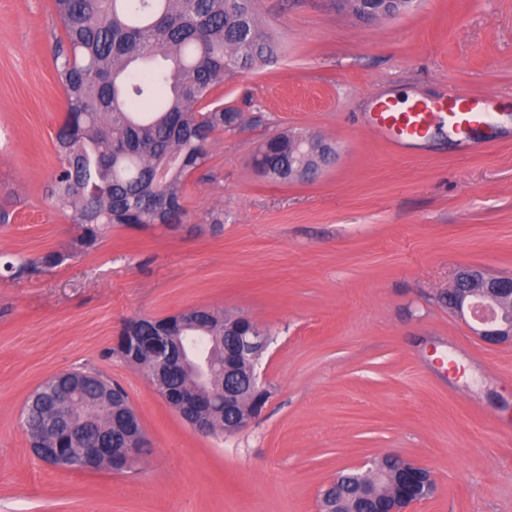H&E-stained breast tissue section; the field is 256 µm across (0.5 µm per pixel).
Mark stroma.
<instances>
[{"label":"stroma","mask_w":512,"mask_h":512,"mask_svg":"<svg viewBox=\"0 0 512 512\" xmlns=\"http://www.w3.org/2000/svg\"><path fill=\"white\" fill-rule=\"evenodd\" d=\"M257 12L281 50L212 93L244 118L208 141L183 223L116 225L82 254L50 192L63 30L53 0H0V255L64 257L0 279V512H318L329 480L386 456L435 476L408 512H512V345L480 341L443 302L466 267L512 276V0H418L373 24L331 0H257ZM452 86L497 98L483 145L441 129L422 144L372 134L383 96ZM282 132L337 155L308 180H268L253 159ZM191 308L271 336L268 398L240 432L193 429L107 354L127 320ZM73 369L125 388L149 442L130 469L34 455L24 403Z\"/></svg>","instance_id":"35a3bbf8"}]
</instances>
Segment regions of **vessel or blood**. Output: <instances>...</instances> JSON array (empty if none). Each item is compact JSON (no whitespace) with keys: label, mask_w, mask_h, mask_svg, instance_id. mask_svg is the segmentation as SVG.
I'll use <instances>...</instances> for the list:
<instances>
[{"label":"vessel or blood","mask_w":512,"mask_h":512,"mask_svg":"<svg viewBox=\"0 0 512 512\" xmlns=\"http://www.w3.org/2000/svg\"><path fill=\"white\" fill-rule=\"evenodd\" d=\"M489 107L485 98L452 89L443 101L432 104L416 101L402 112L381 105L373 114L370 126L375 136L402 143L424 136L434 124L442 122L468 140L484 124Z\"/></svg>","instance_id":"vessel-or-blood-1"}]
</instances>
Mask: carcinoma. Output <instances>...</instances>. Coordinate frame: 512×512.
I'll list each match as a JSON object with an SVG mask.
<instances>
[{"instance_id": "carcinoma-1", "label": "carcinoma", "mask_w": 512, "mask_h": 512, "mask_svg": "<svg viewBox=\"0 0 512 512\" xmlns=\"http://www.w3.org/2000/svg\"><path fill=\"white\" fill-rule=\"evenodd\" d=\"M65 35L54 56L67 112L56 135L59 166L52 181L57 208L79 230L75 247L98 248L115 224L131 228L173 226L186 216L184 184L205 162V144L216 131H231L242 112L222 104L201 106L213 89L241 70L262 65L278 45L261 27L256 0H53ZM255 166L278 181L288 170V135L266 140ZM61 255L15 257L0 262V277L33 278L57 266ZM176 321H130L121 335L137 336L136 361L153 376L156 337ZM196 336H221L224 327L205 308L183 320ZM192 381L171 372L159 384L173 392ZM22 428L30 447L44 450L49 465L70 471H123L119 430L133 411L117 383L95 371L52 376L28 396ZM335 502L352 508L359 491L341 475Z\"/></svg>"}]
</instances>
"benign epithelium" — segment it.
Instances as JSON below:
<instances>
[{
  "label": "benign epithelium",
  "mask_w": 512,
  "mask_h": 512,
  "mask_svg": "<svg viewBox=\"0 0 512 512\" xmlns=\"http://www.w3.org/2000/svg\"><path fill=\"white\" fill-rule=\"evenodd\" d=\"M336 4L348 9L358 19L372 22L408 12L415 6L416 0H336ZM315 142L316 138L307 135L288 137V180L309 177L335 156V148L325 143L315 162L307 163L303 155ZM454 287L455 294L448 301L449 309L460 316L470 315L477 324V328L473 329L474 334L484 342L512 345V277L488 276L477 268H469L457 274ZM225 337L231 338L232 343L224 345V371L218 376L213 367L212 344ZM172 339L179 346L180 355L171 363L161 360L158 373L169 369L184 370L195 378V384L174 394L176 412L196 430L211 432L206 404L198 398L197 387L203 386L213 391L211 399L232 412L230 423L224 424V432L235 433L246 428L261 412L265 402L257 368L270 345L266 332L257 326H248L238 318L226 317L222 337L209 336L205 343L201 337L187 334L173 338L157 337L161 344ZM243 361L251 364L248 383L255 393V405L250 410L239 411L240 389L231 381V377L237 374V365ZM395 476L406 489V495L388 512H407L410 506L426 500L434 492L435 484L430 471L411 460L396 458Z\"/></svg>",
  "instance_id": "benign-epithelium-1"
}]
</instances>
